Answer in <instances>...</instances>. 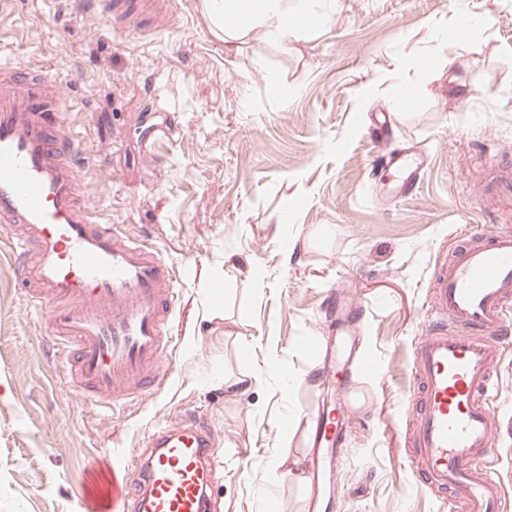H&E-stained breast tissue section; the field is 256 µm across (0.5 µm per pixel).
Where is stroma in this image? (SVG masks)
I'll return each mask as SVG.
<instances>
[{"label":"stroma","instance_id":"35a3bbf8","mask_svg":"<svg viewBox=\"0 0 512 512\" xmlns=\"http://www.w3.org/2000/svg\"><path fill=\"white\" fill-rule=\"evenodd\" d=\"M288 44L253 33L229 49L202 0H131L105 19L92 0H0V61L41 71L73 99L97 221L150 240L177 267L182 304L170 384L107 414L58 374L46 324L12 276L0 223V512H77L84 477L116 448L141 451L186 412L224 448L222 512H307L318 402L339 406L341 371L311 347L328 337L329 291L359 324L344 461L318 492L337 512H439L405 453L413 347L436 262L466 228L492 223L478 198L512 164V0H340ZM483 27L452 49L437 28ZM473 88L459 101L449 74ZM387 140L381 113L399 94ZM424 150L411 194L389 152ZM266 372L232 394L224 380Z\"/></svg>","mask_w":512,"mask_h":512}]
</instances>
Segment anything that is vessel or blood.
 <instances>
[{
  "label": "vessel or blood",
  "mask_w": 512,
  "mask_h": 512,
  "mask_svg": "<svg viewBox=\"0 0 512 512\" xmlns=\"http://www.w3.org/2000/svg\"><path fill=\"white\" fill-rule=\"evenodd\" d=\"M68 96L46 78L0 63V222L21 225L9 248L15 274L48 320L68 382L91 389L103 410L160 392L172 372L180 303L174 265L120 226L96 223L87 202L82 143L54 121ZM417 152L389 155L406 182ZM493 206L501 225L470 232L431 283L430 320L414 347L406 456L415 477L441 496L443 512H512L491 468L501 397L496 367L512 349V172L499 175ZM346 423L328 408L308 421L310 482L342 463ZM145 453L112 451L81 512H214L207 489L224 453L199 414L148 437Z\"/></svg>",
  "instance_id": "1"
}]
</instances>
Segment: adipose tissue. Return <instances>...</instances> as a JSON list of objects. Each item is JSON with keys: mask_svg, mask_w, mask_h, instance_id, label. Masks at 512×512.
<instances>
[{"mask_svg": "<svg viewBox=\"0 0 512 512\" xmlns=\"http://www.w3.org/2000/svg\"><path fill=\"white\" fill-rule=\"evenodd\" d=\"M337 8V0H203L215 29L225 44L252 31L282 44L296 38L303 23H319L323 6Z\"/></svg>", "mask_w": 512, "mask_h": 512, "instance_id": "obj_1", "label": "adipose tissue"}]
</instances>
